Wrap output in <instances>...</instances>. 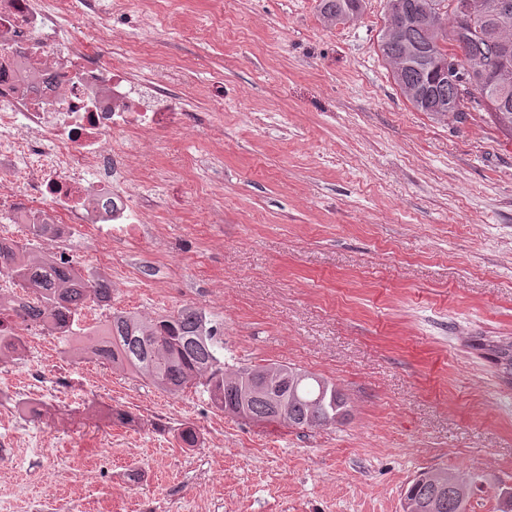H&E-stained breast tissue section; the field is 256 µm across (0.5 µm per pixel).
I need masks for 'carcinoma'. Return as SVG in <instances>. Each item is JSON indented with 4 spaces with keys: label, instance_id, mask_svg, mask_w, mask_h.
<instances>
[{
    "label": "carcinoma",
    "instance_id": "1",
    "mask_svg": "<svg viewBox=\"0 0 512 512\" xmlns=\"http://www.w3.org/2000/svg\"><path fill=\"white\" fill-rule=\"evenodd\" d=\"M485 15L461 16L455 0H386L403 22L399 35H379L382 57L413 52L402 72L393 76L401 94L428 89L421 100H409L418 112L445 109L442 116L457 123L469 112H483L512 140V86L509 105L498 104L500 89L491 73L476 70L475 60L496 63L512 48V0H493ZM364 0H320L322 20L344 24ZM456 44L453 60L464 76L459 85L437 78L446 55L436 40ZM48 232L45 224L26 226L24 242H0V274L14 289H0V361L18 359L26 350V334L40 328L51 336H74V354L90 356L126 369L156 389L178 395L191 385L202 386L214 408L228 412L243 408L253 422L282 423L299 428H323L346 419L347 399L336 384L322 376L287 365H274L279 382L259 387L255 381L269 366L230 368L224 363V337L208 325L195 307L148 318L114 312L102 329L81 325L89 301L105 306L112 301V285L100 274L77 268L56 254L37 251ZM495 361L512 376V344L495 346ZM474 482L456 473L444 480L424 473L405 490L404 501L415 512H469Z\"/></svg>",
    "mask_w": 512,
    "mask_h": 512
}]
</instances>
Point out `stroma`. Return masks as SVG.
I'll return each mask as SVG.
<instances>
[{"mask_svg":"<svg viewBox=\"0 0 512 512\" xmlns=\"http://www.w3.org/2000/svg\"><path fill=\"white\" fill-rule=\"evenodd\" d=\"M128 2L179 102L223 135L164 133L155 223L76 234L70 254L106 272L114 309H201L228 364L332 379L351 414L255 423L35 329L0 364V512H402L431 468L474 478L472 512H498L512 384L488 348L512 342V140L406 101L378 49L385 0L337 26L319 0H224L217 38L209 0ZM212 180L223 202L191 216Z\"/></svg>","mask_w":512,"mask_h":512,"instance_id":"stroma-1","label":"stroma"}]
</instances>
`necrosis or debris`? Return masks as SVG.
I'll use <instances>...</instances> for the list:
<instances>
[{
    "label": "necrosis or debris",
    "instance_id": "obj_1",
    "mask_svg": "<svg viewBox=\"0 0 512 512\" xmlns=\"http://www.w3.org/2000/svg\"><path fill=\"white\" fill-rule=\"evenodd\" d=\"M127 0H0V240L52 224L74 232L149 224L143 190L161 181L162 131L188 132L173 79L135 78L137 43L118 37Z\"/></svg>",
    "mask_w": 512,
    "mask_h": 512
}]
</instances>
